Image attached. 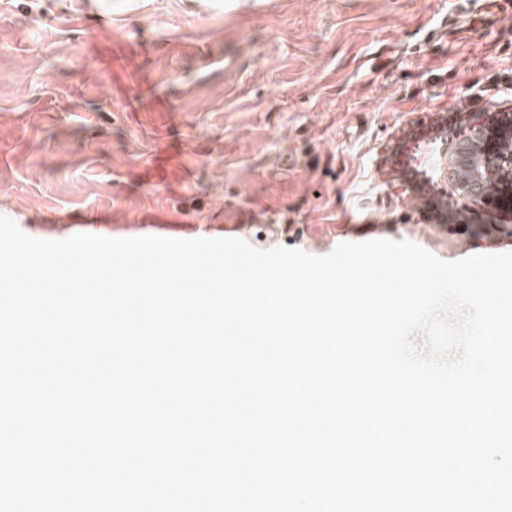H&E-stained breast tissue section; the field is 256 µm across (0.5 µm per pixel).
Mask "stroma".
I'll return each mask as SVG.
<instances>
[{
  "label": "stroma",
  "instance_id": "obj_1",
  "mask_svg": "<svg viewBox=\"0 0 512 512\" xmlns=\"http://www.w3.org/2000/svg\"><path fill=\"white\" fill-rule=\"evenodd\" d=\"M511 113L512 0H0V215L35 238L267 209L319 255L394 224L452 261L438 225L512 238L447 164Z\"/></svg>",
  "mask_w": 512,
  "mask_h": 512
}]
</instances>
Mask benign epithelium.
<instances>
[{
    "label": "benign epithelium",
    "mask_w": 512,
    "mask_h": 512,
    "mask_svg": "<svg viewBox=\"0 0 512 512\" xmlns=\"http://www.w3.org/2000/svg\"><path fill=\"white\" fill-rule=\"evenodd\" d=\"M453 173H466L458 181L464 196L475 204L512 208V119L506 127L479 130L459 142L448 156ZM491 168L502 171V185L497 193L488 196L483 191V176Z\"/></svg>",
    "instance_id": "1"
}]
</instances>
